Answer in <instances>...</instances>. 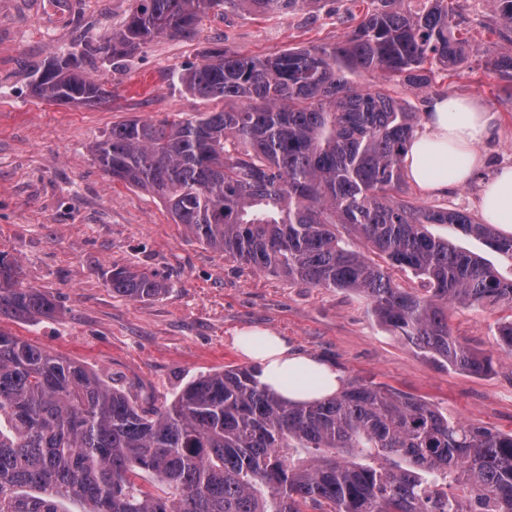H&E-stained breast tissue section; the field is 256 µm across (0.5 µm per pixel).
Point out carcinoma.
<instances>
[{
    "label": "carcinoma",
    "mask_w": 512,
    "mask_h": 512,
    "mask_svg": "<svg viewBox=\"0 0 512 512\" xmlns=\"http://www.w3.org/2000/svg\"><path fill=\"white\" fill-rule=\"evenodd\" d=\"M370 2L346 39L273 57L223 51L182 68L187 92L224 110L159 122L127 119L91 152L114 182L159 198L195 240L314 287L364 295L375 320L424 355L472 374L491 359L452 336L459 306L512 308V278L433 236L430 224L512 258V236L468 213L406 197L404 156L419 117L359 69L418 90L474 51L460 0ZM320 0H133L122 29L82 55L49 61L33 92L59 104L101 101L81 70L114 63L159 36L189 39L224 5L282 14ZM501 51L487 62L512 93V0H488ZM409 269L401 288L373 256ZM108 286L131 299L162 294L147 271L114 268ZM55 312L0 256V315ZM512 353V319L497 327ZM142 472L162 495L137 482ZM460 489L448 494V486ZM512 512V432L452 421L425 400L374 382L291 404L253 368L198 376L145 409L86 365L0 331V512Z\"/></svg>",
    "instance_id": "cac0c4a2"
}]
</instances>
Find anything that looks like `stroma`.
<instances>
[{
    "label": "stroma",
    "mask_w": 512,
    "mask_h": 512,
    "mask_svg": "<svg viewBox=\"0 0 512 512\" xmlns=\"http://www.w3.org/2000/svg\"><path fill=\"white\" fill-rule=\"evenodd\" d=\"M131 0H0V254L17 264L19 281L47 294L56 311L19 318L0 315V330L96 370L140 404L160 407L203 373L244 367L233 346L246 329L287 339L293 349L333 363L343 381L386 384L435 405L448 418L512 432V354L499 348L502 306L455 307L452 333L492 359L474 375L425 358L370 315L358 293L312 288L259 271L190 237L147 192L110 181L90 148L116 125L139 117L218 112L221 99L183 90L172 74L222 48L266 57L291 48L334 44L355 22L351 0H320L286 15L257 16L216 7L191 39L162 36L109 65L87 62L105 100L60 105L32 91L35 72L76 45L118 28ZM479 52L457 73L436 75L418 92L391 81L386 88L413 111L437 95L477 99L496 116L494 137L480 147L485 164L470 181L443 195L407 185L419 203L480 216L484 183L512 164V99L500 95L485 63L498 48L487 0H465ZM461 250L479 255L507 278L512 258L445 224L430 227ZM144 267L165 294L132 300L113 294L116 267Z\"/></svg>",
    "instance_id": "35a3bbf8"
}]
</instances>
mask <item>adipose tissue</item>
Instances as JSON below:
<instances>
[{"label": "adipose tissue", "instance_id": "obj_1", "mask_svg": "<svg viewBox=\"0 0 512 512\" xmlns=\"http://www.w3.org/2000/svg\"><path fill=\"white\" fill-rule=\"evenodd\" d=\"M494 128V114L471 98H431L422 128L405 154L409 178L429 194H443L448 188L468 183L483 163L480 146L491 139ZM479 206L486 223L512 227V165L498 168L485 183ZM234 345L256 366L260 384L287 401L322 400L342 386L334 367L292 349L272 332H241L235 336Z\"/></svg>", "mask_w": 512, "mask_h": 512}]
</instances>
